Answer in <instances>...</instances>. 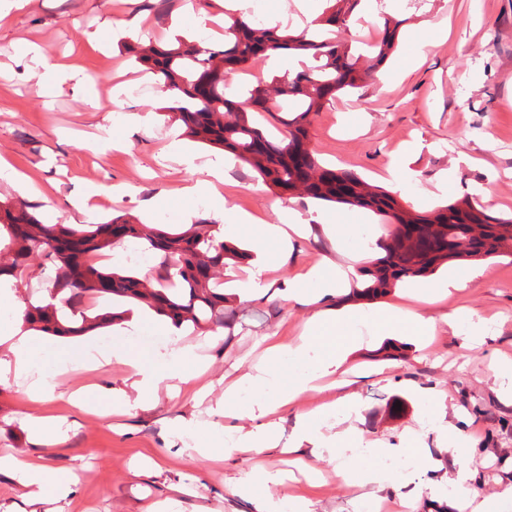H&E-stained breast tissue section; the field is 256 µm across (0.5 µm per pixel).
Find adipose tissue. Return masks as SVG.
Wrapping results in <instances>:
<instances>
[{"mask_svg": "<svg viewBox=\"0 0 512 512\" xmlns=\"http://www.w3.org/2000/svg\"><path fill=\"white\" fill-rule=\"evenodd\" d=\"M350 273L343 268L325 270L315 264L298 275L295 281L283 286L284 294L300 298L301 285L315 287L319 296L333 297L349 284ZM16 279L5 277L0 282V310L7 312L8 318L0 325V378L13 377L25 380L31 402H40L51 397L55 391V377L35 370L37 359L30 325L23 318V311L16 304ZM370 323L384 336H404L414 334L432 336L439 327L448 326L451 333L460 335L472 344H479L487 337L491 324L481 317L469 316L463 319L456 315L440 318L424 316L399 307H387L375 311L369 319L359 316L329 317L316 314L304 324L297 338L288 344L277 343L268 349L264 363L255 366L246 384L256 390L274 391L276 397L251 406L250 412L257 417L254 429L249 430L246 439L251 449L262 451L278 445L276 415L280 408L296 401L302 395L321 392L334 386L336 374L344 363L343 353L352 347L359 336L362 323ZM191 347L172 346L157 348L150 364H141L122 347L85 346L79 355L84 370L94 371L99 367L117 363L125 366L134 390L133 396L123 397L118 409L131 412L141 409L154 399L159 383H166L171 396L187 394L189 380L178 372L182 362L194 359ZM292 364L295 372L291 381H284L282 368ZM352 414L357 410L354 396L347 395L331 401L298 416L295 428L285 447L286 452H309L340 455L358 448L361 438L356 428H348L331 436L324 435L320 428L322 418L334 414L336 410ZM472 443L460 439L456 443L455 457L459 466L452 480L458 490V498L452 506L457 512H484L485 504L473 486V473L466 465L471 455ZM13 476L15 481L29 496L52 495L65 497L76 483L75 474L60 473L49 469L37 461H26L10 454L0 455V473Z\"/></svg>", "mask_w": 512, "mask_h": 512, "instance_id": "1", "label": "adipose tissue"}]
</instances>
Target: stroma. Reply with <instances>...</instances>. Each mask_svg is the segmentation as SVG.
<instances>
[{"instance_id": "obj_1", "label": "stroma", "mask_w": 512, "mask_h": 512, "mask_svg": "<svg viewBox=\"0 0 512 512\" xmlns=\"http://www.w3.org/2000/svg\"><path fill=\"white\" fill-rule=\"evenodd\" d=\"M156 0H30L0 27V156L37 182L42 196L0 181V201L34 205L41 216L63 224L85 218L73 207L76 199L98 187L125 185L129 194L111 195L93 219L102 222L127 216L133 222L163 220L179 229L207 218L221 222L225 210L245 212L253 223L233 237L241 248L266 261L272 287L264 295L236 305L238 317L230 338L206 336L183 328L181 340L197 345L210 362L204 380L211 396L202 402L172 398L159 388L156 402L132 415L111 411L112 392L126 386L121 367L106 365L87 375L95 387L90 398L109 410V417L73 407L68 397L80 380L65 373L56 378L53 398L30 405L23 381L0 380V451L21 458H38L60 472L78 477L64 499L25 496L9 477L0 474V512H146L149 502L168 496L174 484H198V494L185 497L183 512L206 505L210 512H258L261 498L300 497L311 512H363L368 499L362 488L337 479L338 458L294 459L279 449L244 454L231 462L210 456L181 454L174 433L182 421L224 425L218 412L224 387L242 378L258 362L264 340L286 343L298 335L319 310L346 312L386 306L411 307L422 315L456 310L494 317V333L482 346L466 347L448 330L432 339L381 336L351 351L347 392L360 402L355 422L363 442L384 448L405 447L409 429H417L424 466L395 473L396 487L409 492L429 481L451 476L453 440L475 437L478 445L469 464L487 503L485 512H501L497 494L512 483V405L495 391L493 364L512 359V259L499 257L440 268L478 277L462 292L442 295L435 302L416 300L413 283L398 284L375 300L325 298L300 303L285 299L278 284L294 278L303 267L324 258L346 264L358 254L363 238H387L392 227L381 217L304 197L279 200L270 188L242 164L229 162L219 198L208 191L188 197L183 186L194 183L185 164L167 149L173 131L165 109L171 104L162 76H146L129 53V46L177 38L214 41L200 19L223 12L222 0H172L168 13L158 14ZM324 0H250L251 18L270 27L298 31L306 11L325 9ZM393 12L403 24L398 46L383 64L375 82L338 94L313 115L308 128L311 148L328 166L351 170L382 185L392 162L411 173L397 195L402 205L428 211L448 200L475 193L490 211L512 214V0H368L357 9L340 39L359 46L372 42L382 29V16ZM449 24L447 40L424 49L411 69L402 61L410 42L424 24ZM46 47L62 64L67 79L42 85L39 71L24 53L25 43ZM150 113L146 125L129 122L130 113ZM112 131L113 147L95 146L100 127ZM281 202L306 223L325 213L350 226L352 235L338 247L322 229L297 239L288 261L278 258L276 242L263 239L262 222L272 220L271 206ZM156 316L144 313L134 328L115 322L92 336V343L121 344L142 361L155 349ZM446 392L442 408L447 433L420 428L433 421L422 393ZM402 401L399 416H391L394 401ZM52 420L64 417V440L56 446L37 444L27 413ZM303 470L298 482L281 487L268 481L277 470ZM248 477L254 498L228 493L239 477Z\"/></svg>"}]
</instances>
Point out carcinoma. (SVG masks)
<instances>
[{
  "instance_id": "obj_1",
  "label": "carcinoma",
  "mask_w": 512,
  "mask_h": 512,
  "mask_svg": "<svg viewBox=\"0 0 512 512\" xmlns=\"http://www.w3.org/2000/svg\"><path fill=\"white\" fill-rule=\"evenodd\" d=\"M328 2L322 33L242 20L222 44L151 45L137 59L164 77L174 102L172 120L199 142L232 153L279 196L301 194L370 210L393 225L389 238L378 244L383 256L360 269L352 297L377 299L448 262L512 256V216L488 211L476 194L412 213L384 188L318 160L308 142L311 116L337 94L375 80L402 25L395 17L385 19L381 37L368 45V64L362 66L351 44L336 39V29L347 25L362 0ZM279 51L307 55L317 65L288 69L271 85L259 83L241 97L234 76L256 58ZM131 239L144 242L158 260L157 276L87 261L89 254ZM247 258L245 249L224 241L207 219L176 232L123 216L105 224H50L25 203L0 204V276H28L37 266L41 288L52 301L30 303L25 314L33 330L51 336H84L125 315L112 309L91 313L85 304L92 299L138 304L180 327L227 329L236 313L227 305L219 272L228 262Z\"/></svg>"
}]
</instances>
